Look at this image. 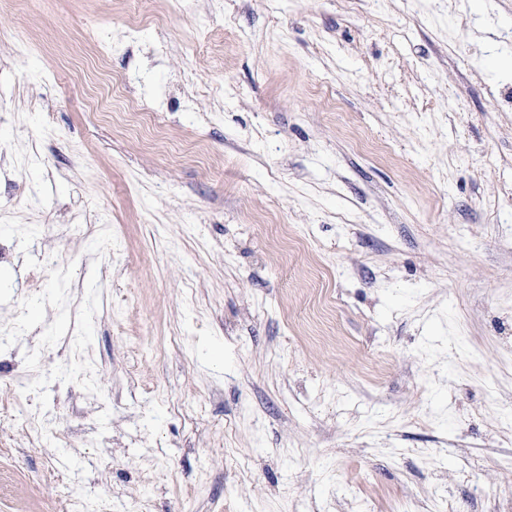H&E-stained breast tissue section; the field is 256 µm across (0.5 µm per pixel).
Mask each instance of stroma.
<instances>
[{
	"label": "stroma",
	"mask_w": 512,
	"mask_h": 512,
	"mask_svg": "<svg viewBox=\"0 0 512 512\" xmlns=\"http://www.w3.org/2000/svg\"><path fill=\"white\" fill-rule=\"evenodd\" d=\"M509 454L512 0H0V512H512Z\"/></svg>",
	"instance_id": "obj_1"
}]
</instances>
